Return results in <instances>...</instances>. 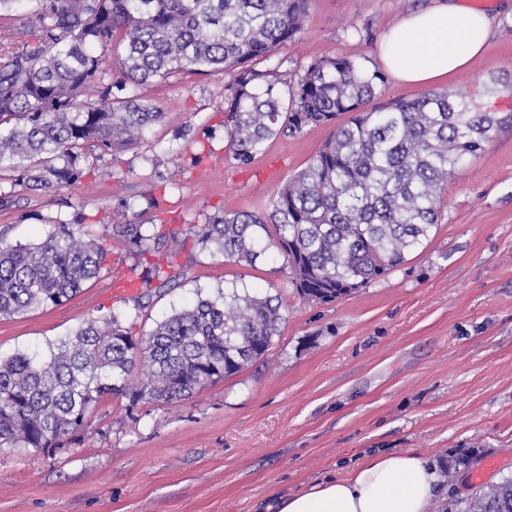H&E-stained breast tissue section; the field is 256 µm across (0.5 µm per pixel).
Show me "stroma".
Instances as JSON below:
<instances>
[{
	"instance_id": "obj_1",
	"label": "stroma",
	"mask_w": 512,
	"mask_h": 512,
	"mask_svg": "<svg viewBox=\"0 0 512 512\" xmlns=\"http://www.w3.org/2000/svg\"><path fill=\"white\" fill-rule=\"evenodd\" d=\"M431 0H311L296 41L255 70L295 83L316 58L376 67L372 49L395 20ZM34 0L0 12V48L35 42ZM512 0H489L484 57L447 89L488 103L504 122L442 190L431 240L401 271L329 304L287 288L269 249L250 267L224 259L196 233L206 214L266 212L279 188L323 148L310 127L270 140L242 170L224 156V88L232 77L178 72L140 89L163 114L138 147L88 152L84 174L56 193L16 185L0 209V237L33 243L57 224H78L102 247L98 278L61 305L0 317V357L47 352L83 323L126 312L133 334L225 282L277 288L287 320L276 344L238 374L187 400L108 395L79 436L57 448H0V512H278V503L365 456L414 450L439 471L429 512L449 497L512 476ZM121 198L137 206L114 212ZM176 233L170 286L116 293L136 259L111 223ZM469 466L441 473L457 453Z\"/></svg>"
}]
</instances>
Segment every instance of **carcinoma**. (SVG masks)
Here are the masks:
<instances>
[{"label": "carcinoma", "instance_id": "obj_1", "mask_svg": "<svg viewBox=\"0 0 512 512\" xmlns=\"http://www.w3.org/2000/svg\"><path fill=\"white\" fill-rule=\"evenodd\" d=\"M35 2V45L0 52V171L18 173L33 192L61 191L82 176L86 148L129 150L160 120L141 86L178 71L228 73V167H248L273 137L311 126L330 133L267 213H214L200 225V239L247 266L278 249L287 283L307 301L333 303L400 270L436 229L449 176L500 123L448 90L365 112L385 77L343 56L312 60L282 93L276 74L247 63L294 42L311 0ZM116 40L124 47L123 80L108 83L103 49ZM346 112L354 116L336 125ZM111 228L135 256L154 257L147 281L175 280L167 255L175 236L143 224ZM103 256L77 224H59L27 245L0 239V316L64 302L98 276ZM284 321L280 294L234 280L138 336L114 313L81 325L44 356L0 359V448L58 447L136 369L133 399L184 400L262 358ZM451 512H512V477L476 490Z\"/></svg>", "mask_w": 512, "mask_h": 512}]
</instances>
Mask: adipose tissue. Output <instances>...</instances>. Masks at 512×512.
Instances as JSON below:
<instances>
[{
  "mask_svg": "<svg viewBox=\"0 0 512 512\" xmlns=\"http://www.w3.org/2000/svg\"><path fill=\"white\" fill-rule=\"evenodd\" d=\"M490 20L458 0H434L401 16L374 49L395 81L437 86L483 56ZM437 492L434 472L413 451L373 455L340 476L281 500L279 512H427Z\"/></svg>",
  "mask_w": 512,
  "mask_h": 512,
  "instance_id": "obj_1",
  "label": "adipose tissue"
}]
</instances>
